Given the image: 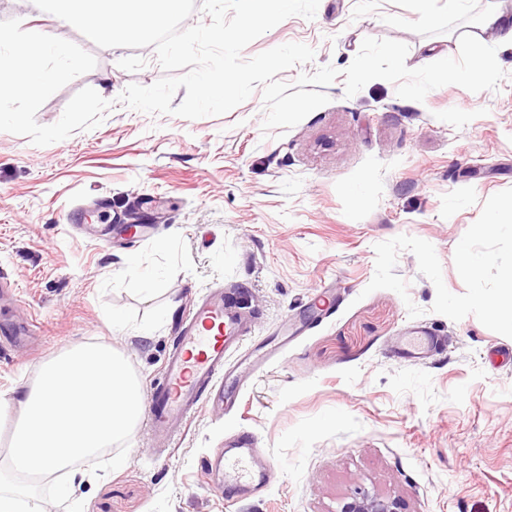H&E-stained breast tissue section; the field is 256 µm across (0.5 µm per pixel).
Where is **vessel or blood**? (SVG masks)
Listing matches in <instances>:
<instances>
[{"label": "vessel or blood", "instance_id": "vessel-or-blood-1", "mask_svg": "<svg viewBox=\"0 0 512 512\" xmlns=\"http://www.w3.org/2000/svg\"><path fill=\"white\" fill-rule=\"evenodd\" d=\"M29 325L0 322V346L28 342ZM246 334L241 316L224 305V291L208 289L188 310L180 335L169 351L161 380L147 399V421L158 439L156 457L168 447L202 405L219 406L225 397V362ZM270 463L259 460L251 437L241 436L222 457L205 462V473L216 490L244 489L261 477Z\"/></svg>", "mask_w": 512, "mask_h": 512}]
</instances>
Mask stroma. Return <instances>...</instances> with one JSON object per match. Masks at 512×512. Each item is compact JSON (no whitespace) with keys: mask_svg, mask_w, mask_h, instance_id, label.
Returning a JSON list of instances; mask_svg holds the SVG:
<instances>
[{"mask_svg":"<svg viewBox=\"0 0 512 512\" xmlns=\"http://www.w3.org/2000/svg\"><path fill=\"white\" fill-rule=\"evenodd\" d=\"M512 0H320L314 19H285L242 52L299 42L314 59L279 73L291 83L324 65L345 70L364 38L393 39L418 68L459 53L463 33L496 45L497 90L457 85L424 102L376 79L290 129L264 131L261 90L220 116L149 115L119 97L163 77L153 47L102 48L58 27L33 0H0V27L24 17L79 56H46L61 77L45 96L0 94V276L12 316L37 328L29 350H0V452L24 413L19 394L67 349L100 343L130 362L144 390L159 379L184 311L205 289L252 320L240 354L284 350L243 369L232 409L204 407L156 458L147 422L126 463L77 487L84 512H336L363 485L402 512H512V47L480 31ZM110 83L111 93L98 85ZM107 205L154 225L104 245L68 214ZM483 257L464 274L460 250ZM155 290L131 291L133 271ZM331 288L323 314L311 297ZM129 329L112 334V315ZM153 325L150 339L134 328ZM440 336L427 358L394 356L403 337ZM247 435L274 464L255 495L224 497L201 463Z\"/></svg>","mask_w":512,"mask_h":512,"instance_id":"35a3bbf8","label":"stroma"}]
</instances>
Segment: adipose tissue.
I'll use <instances>...</instances> for the list:
<instances>
[{
  "instance_id": "ef3b65f1",
  "label": "adipose tissue",
  "mask_w": 512,
  "mask_h": 512,
  "mask_svg": "<svg viewBox=\"0 0 512 512\" xmlns=\"http://www.w3.org/2000/svg\"><path fill=\"white\" fill-rule=\"evenodd\" d=\"M50 54L69 57L75 69L82 64L57 36L36 24L25 27L9 50L0 51V86L24 95L48 94L57 81L56 74L43 63Z\"/></svg>"
}]
</instances>
